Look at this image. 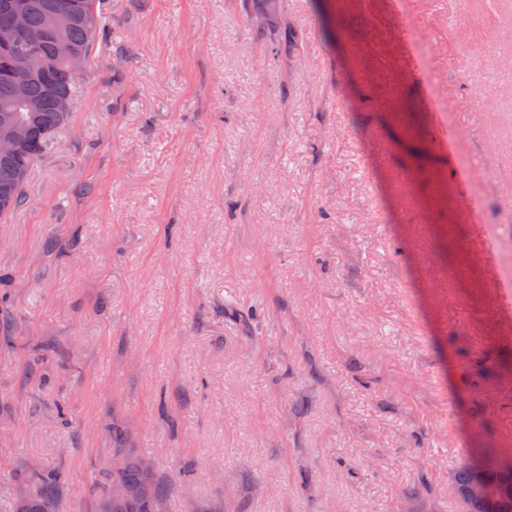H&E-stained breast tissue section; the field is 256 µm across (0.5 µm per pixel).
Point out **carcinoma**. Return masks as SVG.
Masks as SVG:
<instances>
[{
    "label": "carcinoma",
    "instance_id": "obj_1",
    "mask_svg": "<svg viewBox=\"0 0 512 512\" xmlns=\"http://www.w3.org/2000/svg\"><path fill=\"white\" fill-rule=\"evenodd\" d=\"M23 3L26 10L25 40L14 46H0V138L12 127L25 128L21 143L9 154H0V224L26 203L25 187L34 163L47 151L55 133L71 123L83 95L80 77L73 74L63 52L78 53L92 63L108 21L100 0H0V28L11 21L12 6ZM269 0H239L238 8L255 34L273 40L281 21L267 16ZM68 5L72 19L56 23L59 6ZM37 51L44 69L26 79L25 100L15 95V78L6 63L18 53ZM116 465L112 475L120 478L129 494L119 501L108 500L110 483L101 485L96 512H150L156 498H168L177 488L173 478L160 477L145 459L125 447L126 431L113 435ZM31 475L37 484L34 496L23 499L27 512H56L60 475L36 467ZM461 512H512V458L485 449L459 467L453 477Z\"/></svg>",
    "mask_w": 512,
    "mask_h": 512
}]
</instances>
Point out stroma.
Here are the masks:
<instances>
[{
    "instance_id": "obj_1",
    "label": "stroma",
    "mask_w": 512,
    "mask_h": 512,
    "mask_svg": "<svg viewBox=\"0 0 512 512\" xmlns=\"http://www.w3.org/2000/svg\"><path fill=\"white\" fill-rule=\"evenodd\" d=\"M281 5L298 51L235 0H103L0 224V497L34 463L94 512L116 425L186 469L167 512H457L512 453V0Z\"/></svg>"
}]
</instances>
